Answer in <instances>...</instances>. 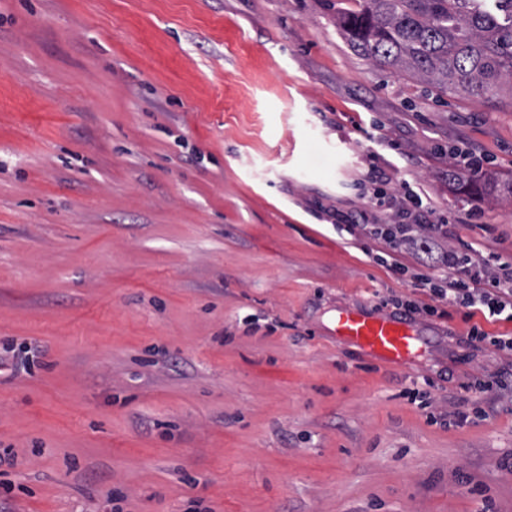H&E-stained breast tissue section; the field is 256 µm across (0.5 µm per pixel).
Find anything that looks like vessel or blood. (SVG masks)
<instances>
[{"label":"vessel or blood","instance_id":"b4317fda","mask_svg":"<svg viewBox=\"0 0 512 512\" xmlns=\"http://www.w3.org/2000/svg\"><path fill=\"white\" fill-rule=\"evenodd\" d=\"M335 333L381 361L402 366L410 363L418 342L407 320L368 312L339 314Z\"/></svg>","mask_w":512,"mask_h":512}]
</instances>
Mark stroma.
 <instances>
[{"mask_svg":"<svg viewBox=\"0 0 512 512\" xmlns=\"http://www.w3.org/2000/svg\"><path fill=\"white\" fill-rule=\"evenodd\" d=\"M461 147L512 179V84L376 67L336 0H0V512H512V356L457 314L407 368L334 332L430 301L336 229L372 166L512 263Z\"/></svg>","mask_w":512,"mask_h":512,"instance_id":"stroma-1","label":"stroma"}]
</instances>
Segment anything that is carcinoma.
Wrapping results in <instances>:
<instances>
[{
	"instance_id": "carcinoma-1",
	"label": "carcinoma",
	"mask_w": 512,
	"mask_h": 512,
	"mask_svg": "<svg viewBox=\"0 0 512 512\" xmlns=\"http://www.w3.org/2000/svg\"><path fill=\"white\" fill-rule=\"evenodd\" d=\"M336 24L380 68L443 92L488 98L512 79V0H345Z\"/></svg>"
}]
</instances>
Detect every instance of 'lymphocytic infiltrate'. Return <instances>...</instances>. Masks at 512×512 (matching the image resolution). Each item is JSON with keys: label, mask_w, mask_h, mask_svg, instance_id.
<instances>
[{"label": "lymphocytic infiltrate", "mask_w": 512, "mask_h": 512, "mask_svg": "<svg viewBox=\"0 0 512 512\" xmlns=\"http://www.w3.org/2000/svg\"><path fill=\"white\" fill-rule=\"evenodd\" d=\"M395 208L394 223H378L362 210L340 215L337 229L357 239L373 240L375 247L368 250L369 258L409 276L412 288L429 293L431 304L421 307L415 301H406L405 313L421 311L436 316L440 313L439 303L448 302L463 308L465 320L470 321L469 343H487L511 353V335H490L473 318L482 312L492 317L503 315L512 321V263L471 246L462 252L449 248V218L434 217L421 193L409 191Z\"/></svg>", "instance_id": "obj_1"}]
</instances>
